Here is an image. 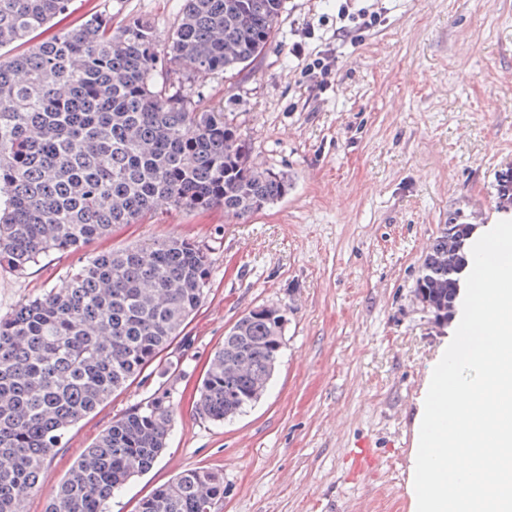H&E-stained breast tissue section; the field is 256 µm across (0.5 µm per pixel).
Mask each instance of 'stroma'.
I'll use <instances>...</instances> for the list:
<instances>
[{
	"mask_svg": "<svg viewBox=\"0 0 512 512\" xmlns=\"http://www.w3.org/2000/svg\"><path fill=\"white\" fill-rule=\"evenodd\" d=\"M180 6L72 0L70 18L139 17L164 36ZM339 8L286 0L270 48L234 79L169 68L205 108L224 109L255 162L287 179L286 196L245 219L220 208L151 213L23 273L0 270L3 316L101 252L179 237L211 261L210 289L182 339L146 380L68 430L26 512H46L85 448L160 387L182 400L169 446L110 512H138L194 467L224 479L212 512H411L418 399L458 326L437 323L418 300L424 260L451 217L477 237L512 220L500 192L512 170V85L499 81L512 71V0H352L345 18ZM361 11L372 25L360 24ZM327 51L328 76L307 74L306 60ZM261 305L287 311L276 368L257 402L214 424L190 398L226 330ZM363 442L376 464L357 473L349 454Z\"/></svg>",
	"mask_w": 512,
	"mask_h": 512,
	"instance_id": "stroma-1",
	"label": "stroma"
}]
</instances>
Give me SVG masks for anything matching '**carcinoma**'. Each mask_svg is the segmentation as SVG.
Returning a JSON list of instances; mask_svg holds the SVG:
<instances>
[{
  "mask_svg": "<svg viewBox=\"0 0 512 512\" xmlns=\"http://www.w3.org/2000/svg\"><path fill=\"white\" fill-rule=\"evenodd\" d=\"M71 0H0V49L51 26ZM284 0H182L171 34L95 13L19 56L0 59V268L24 272L163 207H221L248 217L288 192L222 111L164 86L169 63L238 76L272 43ZM470 224H450L423 265L417 295L446 318L457 299ZM210 259L179 238L93 256L0 317V512H24L68 429L136 380L199 309ZM281 315L255 307L226 333L195 411L222 423L266 390L284 345ZM178 403L166 389L122 416L80 456L47 512H109L112 496L168 448ZM224 480L182 471L139 512H211Z\"/></svg>",
  "mask_w": 512,
  "mask_h": 512,
  "instance_id": "cac0c4a2",
  "label": "carcinoma"
}]
</instances>
